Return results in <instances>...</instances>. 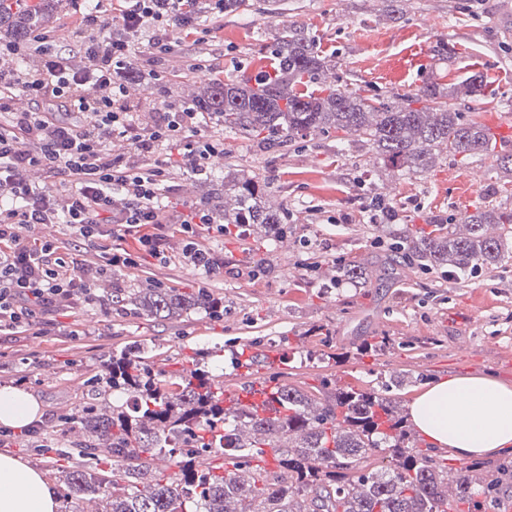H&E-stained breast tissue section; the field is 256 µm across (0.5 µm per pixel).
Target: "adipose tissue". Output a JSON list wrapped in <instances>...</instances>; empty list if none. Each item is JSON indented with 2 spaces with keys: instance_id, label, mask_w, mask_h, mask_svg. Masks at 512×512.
<instances>
[{
  "instance_id": "1",
  "label": "adipose tissue",
  "mask_w": 512,
  "mask_h": 512,
  "mask_svg": "<svg viewBox=\"0 0 512 512\" xmlns=\"http://www.w3.org/2000/svg\"><path fill=\"white\" fill-rule=\"evenodd\" d=\"M40 406L24 390L0 387V425L24 427ZM410 416L427 442L472 459L512 448V386L485 376L437 381L410 405ZM58 497L43 472L0 455V512H58Z\"/></svg>"
}]
</instances>
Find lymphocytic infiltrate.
<instances>
[{
    "instance_id": "1",
    "label": "lymphocytic infiltrate",
    "mask_w": 512,
    "mask_h": 512,
    "mask_svg": "<svg viewBox=\"0 0 512 512\" xmlns=\"http://www.w3.org/2000/svg\"><path fill=\"white\" fill-rule=\"evenodd\" d=\"M197 0H89L55 30L31 32L21 43L0 41V58L40 53L43 66L19 77L0 68V324L31 322L45 308L75 298L92 303L87 260L61 252L56 241L30 248L21 231L35 224H63L81 241L95 242L104 225L137 228L166 223L162 202L174 173L157 159L160 146L183 139L184 170L207 174L212 158L223 154L219 141L200 137L193 106L167 105L149 130L129 117L124 91L115 77L136 50L146 25L156 33L153 54L175 52L181 35L196 29ZM33 109L15 111L16 93ZM130 140L153 164L124 166L112 156V140ZM36 170L40 182L20 178ZM59 178L48 187V178ZM126 205L112 210L113 194Z\"/></svg>"
}]
</instances>
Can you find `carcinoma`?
<instances>
[{
    "label": "carcinoma",
    "instance_id": "obj_1",
    "mask_svg": "<svg viewBox=\"0 0 512 512\" xmlns=\"http://www.w3.org/2000/svg\"><path fill=\"white\" fill-rule=\"evenodd\" d=\"M0 13L17 34L40 27L35 11ZM331 66L316 41L290 25L276 36L270 70L252 84L212 79L194 106L224 130L261 143L330 132L356 136L397 170L426 168L443 153L471 160L493 154L502 166L512 163V154L495 152L484 124L451 104L483 96L480 74L451 87L433 81L407 95L368 97L326 84ZM266 189L257 177L224 179V194L234 197L224 223L258 224L271 238L283 235L285 216L266 207ZM462 224L464 233L438 224L396 250L433 269L446 266L456 277L512 260L507 239L484 234L487 224H512V210L477 208ZM112 304L161 320L191 311L215 317L223 306L201 289L158 286L117 288ZM147 350L134 345L113 353L106 374L96 378L131 402L90 404L74 416L84 431L109 443L112 466L99 467L95 447L74 448L59 493L62 512L86 496L99 501V512H448V466L416 449L388 389L338 387L322 399L272 375L261 402L227 408L204 359L173 377L142 360ZM159 454L169 455L174 474L154 469ZM376 454L388 466H368ZM474 470L464 467L457 479L454 512L473 503Z\"/></svg>",
    "mask_w": 512,
    "mask_h": 512
}]
</instances>
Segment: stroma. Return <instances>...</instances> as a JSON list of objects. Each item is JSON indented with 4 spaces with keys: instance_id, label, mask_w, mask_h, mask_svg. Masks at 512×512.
I'll use <instances>...</instances> for the list:
<instances>
[{
    "instance_id": "35a3bbf8",
    "label": "stroma",
    "mask_w": 512,
    "mask_h": 512,
    "mask_svg": "<svg viewBox=\"0 0 512 512\" xmlns=\"http://www.w3.org/2000/svg\"><path fill=\"white\" fill-rule=\"evenodd\" d=\"M507 16L512 0H244L223 24L201 15L197 35L183 39L177 54L156 62L136 52L134 71L151 79H123L124 100L136 124L150 128L157 108L190 104L209 77L237 80L266 70L276 35L294 23L334 56L327 83L365 95L482 74L491 96L455 105L493 128L512 114ZM442 41L448 44L444 60L434 55ZM201 133L223 143L224 153L213 160L208 179L184 173L170 182L160 253L141 246L135 232L114 231L86 254L105 268L92 283L94 304L55 308L39 313L33 325L0 331V387L29 392L42 407L39 438L17 428L15 442L0 446V455L43 470L52 487H60L68 466L62 453L83 437L68 430V419L89 404L111 405V390L92 381L110 352L139 342L151 347L155 367L169 371L208 353L213 375L229 392L247 380L230 364L232 353L243 350L276 352L277 361L261 362L264 375L319 397L343 379L365 388L403 378L390 392L403 410L451 376L483 374L512 386V261L463 278L415 261L392 276L382 270L396 244L432 224L459 223L480 203L511 209L512 171L490 158L464 163L445 154L426 169L397 171L383 167L359 138L342 141L334 132L271 149L207 118ZM230 171L266 181L265 203L284 211L287 232L270 239L237 224L221 231L195 225L198 246L223 261L208 275L184 261L186 237L178 222ZM375 197L398 212L395 223H370L362 208ZM110 248L134 252L136 265L108 267ZM344 262L363 267L368 282L332 285L336 265ZM154 281L223 298V318L192 313L159 320L113 309V289Z\"/></svg>"
}]
</instances>
